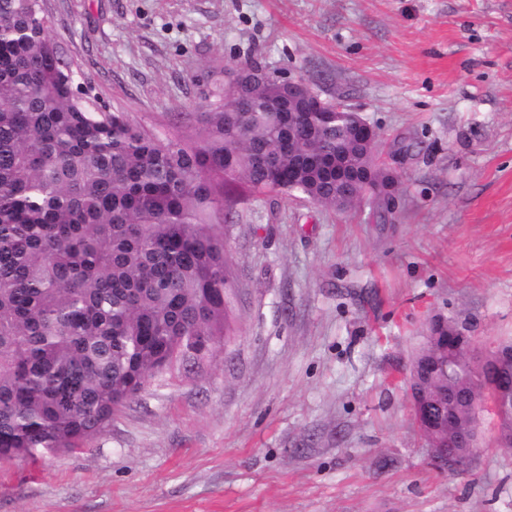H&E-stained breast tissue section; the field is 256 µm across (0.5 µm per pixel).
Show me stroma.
Wrapping results in <instances>:
<instances>
[{
	"label": "stroma",
	"mask_w": 512,
	"mask_h": 512,
	"mask_svg": "<svg viewBox=\"0 0 512 512\" xmlns=\"http://www.w3.org/2000/svg\"><path fill=\"white\" fill-rule=\"evenodd\" d=\"M85 90L168 134L257 61L376 129L392 220L246 195L234 336L71 453L0 461V512H512V448L435 465L409 364L430 321L512 343V0H47Z\"/></svg>",
	"instance_id": "1"
}]
</instances>
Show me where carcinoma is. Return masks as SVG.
Returning a JSON list of instances; mask_svg holds the SVG:
<instances>
[{
    "label": "carcinoma",
    "mask_w": 512,
    "mask_h": 512,
    "mask_svg": "<svg viewBox=\"0 0 512 512\" xmlns=\"http://www.w3.org/2000/svg\"><path fill=\"white\" fill-rule=\"evenodd\" d=\"M77 76L36 0H0L1 458L77 449L139 394L131 382L228 335L229 195L352 208L371 194L373 147L342 114L288 107L274 77L237 112L217 91L161 139L82 104ZM423 349L433 387L471 382L464 360Z\"/></svg>",
    "instance_id": "1"
}]
</instances>
